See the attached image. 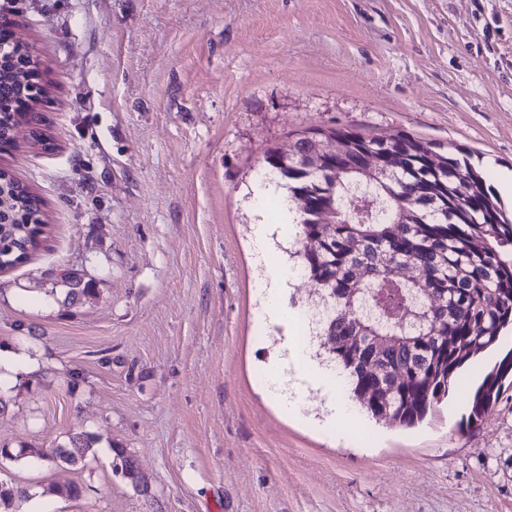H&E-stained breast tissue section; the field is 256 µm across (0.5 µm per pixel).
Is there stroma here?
Segmentation results:
<instances>
[{"label":"stroma","mask_w":512,"mask_h":512,"mask_svg":"<svg viewBox=\"0 0 512 512\" xmlns=\"http://www.w3.org/2000/svg\"><path fill=\"white\" fill-rule=\"evenodd\" d=\"M48 146L0 168L44 202L46 239L0 272V447L93 442L81 463L0 460L16 512H512V387L460 431L504 333L412 428L377 422L335 377L284 411L270 364L318 297L298 229L255 199L291 131H404L512 172V0H11ZM280 239L255 252L258 223ZM64 269L94 293L68 298ZM288 276L287 321L261 288ZM349 419L325 417L336 400ZM137 479L116 472V450ZM81 486L77 499L56 486Z\"/></svg>","instance_id":"obj_1"}]
</instances>
